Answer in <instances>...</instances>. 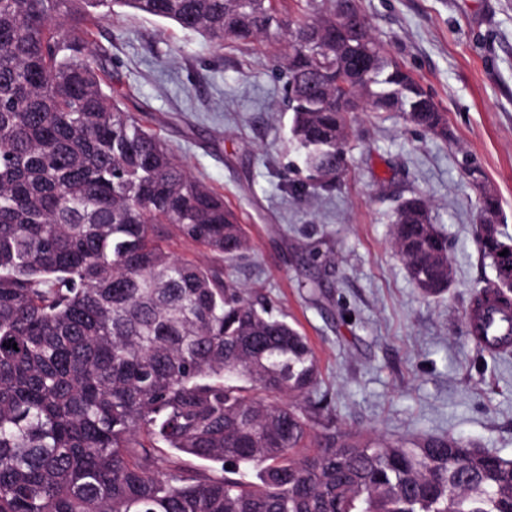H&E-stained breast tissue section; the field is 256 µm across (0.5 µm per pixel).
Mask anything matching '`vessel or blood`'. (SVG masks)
<instances>
[{"label":"vessel or blood","mask_w":512,"mask_h":512,"mask_svg":"<svg viewBox=\"0 0 512 512\" xmlns=\"http://www.w3.org/2000/svg\"><path fill=\"white\" fill-rule=\"evenodd\" d=\"M476 305L470 312L466 332L482 349L496 353L512 349V309L501 303L475 295Z\"/></svg>","instance_id":"1"}]
</instances>
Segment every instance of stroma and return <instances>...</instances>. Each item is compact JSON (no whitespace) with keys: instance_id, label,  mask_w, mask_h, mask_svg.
Returning a JSON list of instances; mask_svg holds the SVG:
<instances>
[{"instance_id":"35a3bbf8","label":"stroma","mask_w":512,"mask_h":512,"mask_svg":"<svg viewBox=\"0 0 512 512\" xmlns=\"http://www.w3.org/2000/svg\"><path fill=\"white\" fill-rule=\"evenodd\" d=\"M386 52L448 121L441 139L397 112L350 116L335 190L304 188L274 69L282 42L212 49L128 9L103 20L114 99L141 117L245 224L233 278L307 336L336 426L394 439L453 436L512 458V354L469 341L464 314L493 277L476 244L484 173L512 229V0H357ZM419 193L449 242L451 288L423 297L393 244L401 198Z\"/></svg>"}]
</instances>
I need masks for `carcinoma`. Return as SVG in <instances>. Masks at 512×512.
<instances>
[{
  "mask_svg": "<svg viewBox=\"0 0 512 512\" xmlns=\"http://www.w3.org/2000/svg\"><path fill=\"white\" fill-rule=\"evenodd\" d=\"M278 2L0 0V512H512L511 458L337 429L308 337L230 276L250 248L237 214L107 92L93 36L118 6L213 48L285 39L315 189L336 188L360 107L448 138L365 18L362 42L336 31V0H295L286 19ZM479 203L483 291L507 301L512 235L494 194ZM169 233L224 267L177 258ZM394 240L415 287L443 292L448 238L422 197L398 207Z\"/></svg>",
  "mask_w": 512,
  "mask_h": 512,
  "instance_id": "cac0c4a2",
  "label": "carcinoma"
}]
</instances>
